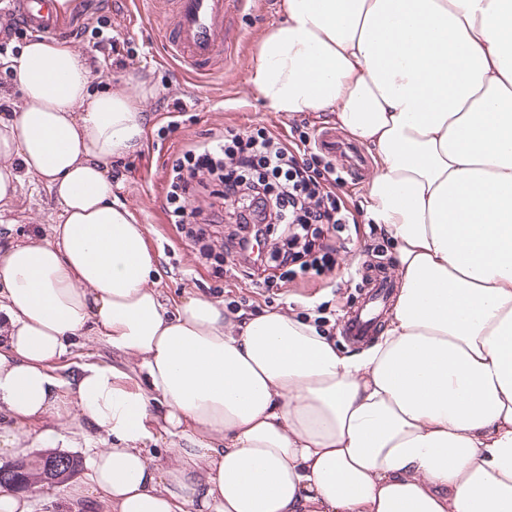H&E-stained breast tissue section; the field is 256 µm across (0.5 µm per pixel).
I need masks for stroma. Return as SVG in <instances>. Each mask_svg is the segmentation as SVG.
<instances>
[{
    "instance_id": "35a3bbf8",
    "label": "stroma",
    "mask_w": 512,
    "mask_h": 512,
    "mask_svg": "<svg viewBox=\"0 0 512 512\" xmlns=\"http://www.w3.org/2000/svg\"><path fill=\"white\" fill-rule=\"evenodd\" d=\"M108 19L106 34L124 42L125 49L113 56V75L142 74L150 78L153 97L144 107L150 114L142 147L112 163L118 173L117 194L144 224L151 246L158 254L157 286L168 297L193 292L215 300L235 303L249 312L294 308L307 319L326 317L337 346L347 347L342 325L363 302L366 286L353 276L351 267L368 261L382 263L388 276H395V254L377 225L364 218L366 177H347L340 190L348 206L360 212L358 223L336 230L341 250L334 264L317 275L295 274L285 285L254 290L249 280L237 276L230 262L202 261L199 247L167 220L163 209L166 194L165 169L182 149L208 141L231 129L240 133L257 125L275 136L287 138L292 125L320 135L325 125L320 117L305 113L288 117L265 108L249 82L253 50L282 17L281 0H267L258 13H241L236 26L243 38L231 63L222 71L196 75L180 64L166 60L159 39V20L154 0H71L66 18L79 28L97 17ZM188 102V112L173 116L168 106L174 99ZM178 121L169 130L170 121ZM58 215L46 187L24 181L11 210L0 213V246L39 233L50 236Z\"/></svg>"
}]
</instances>
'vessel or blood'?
<instances>
[{
  "instance_id": "1",
  "label": "vessel or blood",
  "mask_w": 512,
  "mask_h": 512,
  "mask_svg": "<svg viewBox=\"0 0 512 512\" xmlns=\"http://www.w3.org/2000/svg\"><path fill=\"white\" fill-rule=\"evenodd\" d=\"M0 6L41 33L59 37L67 34L53 14L51 0H0ZM260 6L261 0H172L169 20L160 31L168 57L196 74L225 68L241 39L232 25L234 16ZM390 289L384 276H373L364 308L344 325L343 333L349 340L359 341L371 334L375 325L372 312L388 297Z\"/></svg>"
}]
</instances>
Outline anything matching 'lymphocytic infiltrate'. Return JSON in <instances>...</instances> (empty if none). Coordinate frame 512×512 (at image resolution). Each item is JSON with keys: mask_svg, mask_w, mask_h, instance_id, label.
Masks as SVG:
<instances>
[{"mask_svg": "<svg viewBox=\"0 0 512 512\" xmlns=\"http://www.w3.org/2000/svg\"><path fill=\"white\" fill-rule=\"evenodd\" d=\"M314 149L310 133L297 125L285 141L257 126L187 149L167 172L168 220L186 238L203 236V211L191 198L207 189L215 206L211 223L230 227L223 252L252 283L268 270L320 271L336 251L328 229L357 218L338 194L341 171L329 161L311 166Z\"/></svg>", "mask_w": 512, "mask_h": 512, "instance_id": "lymphocytic-infiltrate-1", "label": "lymphocytic infiltrate"}]
</instances>
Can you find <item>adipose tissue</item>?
<instances>
[{"label": "adipose tissue", "instance_id": "adipose-tissue-1", "mask_svg": "<svg viewBox=\"0 0 512 512\" xmlns=\"http://www.w3.org/2000/svg\"><path fill=\"white\" fill-rule=\"evenodd\" d=\"M281 5L253 88L366 146L397 258L354 351L290 310L163 297L110 174L145 138V76L95 90L97 60L42 36L1 64L0 210L33 177L59 219L0 248V455L103 444L50 512H512V0ZM91 335L118 362L70 368Z\"/></svg>", "mask_w": 512, "mask_h": 512}]
</instances>
